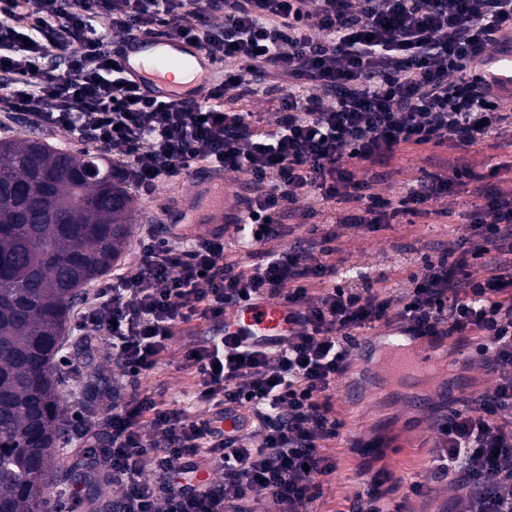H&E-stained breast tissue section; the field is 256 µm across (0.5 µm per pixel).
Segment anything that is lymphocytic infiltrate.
Masks as SVG:
<instances>
[{
	"label": "lymphocytic infiltrate",
	"mask_w": 512,
	"mask_h": 512,
	"mask_svg": "<svg viewBox=\"0 0 512 512\" xmlns=\"http://www.w3.org/2000/svg\"><path fill=\"white\" fill-rule=\"evenodd\" d=\"M142 34L195 41L223 62V84L191 110L145 96L112 65L113 37ZM510 35L512 0H0V112L107 152L143 196L201 163L237 174L247 192L243 228L143 229L138 266L80 314L116 369L107 434L85 433L97 450L86 474L110 486L112 512H256L265 499L319 512L342 436L336 388L359 337L388 326L478 337L500 375L431 421L432 457L410 493L446 480L460 512H512V164L406 180L373 171L410 145L512 149V104L474 66ZM259 76L276 103L262 127L223 108ZM463 187L466 233L426 240L399 281L341 256L349 235L452 217ZM309 198L321 223L301 205ZM256 297L287 310L278 346L213 335L181 345L193 399L212 416L143 389L180 325L221 324Z\"/></svg>",
	"instance_id": "1"
}]
</instances>
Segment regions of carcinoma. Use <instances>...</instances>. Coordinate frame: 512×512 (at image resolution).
I'll return each mask as SVG.
<instances>
[{"label":"carcinoma","instance_id":"carcinoma-1","mask_svg":"<svg viewBox=\"0 0 512 512\" xmlns=\"http://www.w3.org/2000/svg\"><path fill=\"white\" fill-rule=\"evenodd\" d=\"M133 210L111 159L0 139V512H46L71 426L68 320L124 254Z\"/></svg>","mask_w":512,"mask_h":512}]
</instances>
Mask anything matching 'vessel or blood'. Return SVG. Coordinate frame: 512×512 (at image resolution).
Instances as JSON below:
<instances>
[{
  "instance_id": "vessel-or-blood-1",
  "label": "vessel or blood",
  "mask_w": 512,
  "mask_h": 512,
  "mask_svg": "<svg viewBox=\"0 0 512 512\" xmlns=\"http://www.w3.org/2000/svg\"><path fill=\"white\" fill-rule=\"evenodd\" d=\"M116 59L125 80L135 84L142 94L165 103L186 107L202 103L223 81L222 64L185 39L143 35L124 41ZM177 70L183 73L179 82L173 79ZM477 73L498 95L512 99V40L483 57L477 64ZM187 180L192 186L191 192L178 195L176 203L158 211V221L167 225L169 233H176L178 223L184 221L201 223L195 191L213 183L218 186L214 202L216 214L221 219L232 218L239 222L247 218L245 192L234 188L232 176L223 169L194 168L189 171ZM284 317L280 305L259 297L226 313L219 333L240 337L251 344H264L281 334ZM370 343L386 352L385 368L389 375L404 382L442 366L429 351L417 348L406 333L395 328L375 332Z\"/></svg>"
}]
</instances>
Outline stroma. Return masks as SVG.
Returning <instances> with one entry per match:
<instances>
[{"label":"stroma","instance_id":"obj_1","mask_svg":"<svg viewBox=\"0 0 512 512\" xmlns=\"http://www.w3.org/2000/svg\"><path fill=\"white\" fill-rule=\"evenodd\" d=\"M6 136H40L53 145L74 151L88 148L87 143L63 132L41 128L31 116L0 112V138ZM483 155L499 162L506 158L503 151L493 148L478 155L474 150L453 146H413L400 152L391 166L418 176L435 162L461 165L478 161ZM465 230L462 217L455 215L438 224L420 221L396 224L344 242L343 248L353 252L360 263L372 266L374 272L383 271L389 278L398 279L405 277L411 267L396 252V244L416 246L428 238L460 236ZM438 352L442 355L453 353L462 362L463 367L457 370L454 382H447L445 373L440 372L418 378L394 397L372 386L362 390L355 400L337 394L336 415L344 427L340 441L332 449L337 468L324 486L320 501L322 512H347L349 498L366 489L371 482L376 483L384 494L387 507L401 503L407 512H450L457 492L448 483H432L421 496L408 491L409 484L424 470L433 446L429 429L431 413L444 404L446 396L458 397L472 391L488 390L495 385L498 376L482 367L477 341L457 345L447 338L442 340ZM89 373L83 355L78 350H71L67 361L60 366L62 397L70 419L88 416L99 427L107 411L102 405L88 403L83 396ZM142 385L154 391L157 398L189 403L193 416L204 418L208 415L205 405L189 402L194 384L182 367L179 347H172L164 354L158 368L143 379Z\"/></svg>","mask_w":512,"mask_h":512}]
</instances>
